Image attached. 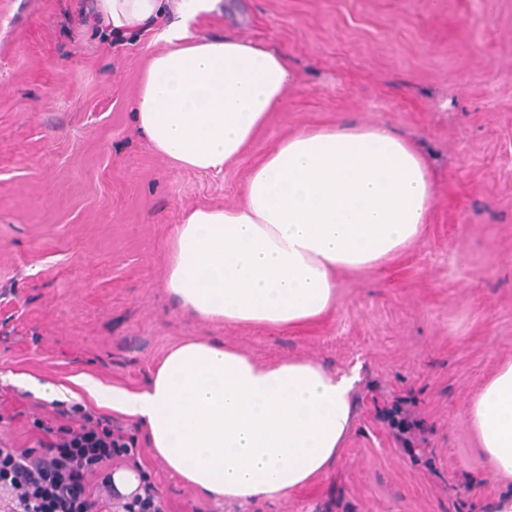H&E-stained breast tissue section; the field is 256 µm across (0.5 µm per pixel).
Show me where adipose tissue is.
Returning a JSON list of instances; mask_svg holds the SVG:
<instances>
[{
    "label": "adipose tissue",
    "mask_w": 512,
    "mask_h": 512,
    "mask_svg": "<svg viewBox=\"0 0 512 512\" xmlns=\"http://www.w3.org/2000/svg\"><path fill=\"white\" fill-rule=\"evenodd\" d=\"M221 0H95L101 24L130 34L164 15L162 50L141 75L135 122L176 167L218 174L241 158L293 75L286 57L193 24ZM423 157L384 125L344 120L295 132L255 164L233 207L184 214L166 241L165 286L180 308L219 325L280 328L336 305V274L390 260L427 222ZM98 405L146 429L150 448L198 492L277 500L339 458L353 417L354 379L302 358L259 361L219 340L169 350L146 388L76 375ZM494 474L512 476V360L470 411Z\"/></svg>",
    "instance_id": "obj_1"
}]
</instances>
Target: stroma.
<instances>
[{"label": "stroma", "instance_id": "obj_1", "mask_svg": "<svg viewBox=\"0 0 512 512\" xmlns=\"http://www.w3.org/2000/svg\"><path fill=\"white\" fill-rule=\"evenodd\" d=\"M224 0L196 35L283 52L294 75L246 154L217 175L155 154L132 105L157 28L104 37L92 0H0V445L33 448L29 417L58 403L28 379L78 373L146 387L170 348L215 338L258 360L357 372L336 463L276 501L186 485L135 435L169 512H495L472 428L475 394L512 359V0ZM351 119L424 156L421 236L337 276L322 317L279 329L214 326L165 287V243L192 208L234 206L282 137Z\"/></svg>", "mask_w": 512, "mask_h": 512}]
</instances>
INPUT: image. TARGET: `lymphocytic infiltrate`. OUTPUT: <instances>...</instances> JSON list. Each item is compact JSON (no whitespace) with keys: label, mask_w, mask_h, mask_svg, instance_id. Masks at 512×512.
Masks as SVG:
<instances>
[{"label":"lymphocytic infiltrate","mask_w":512,"mask_h":512,"mask_svg":"<svg viewBox=\"0 0 512 512\" xmlns=\"http://www.w3.org/2000/svg\"><path fill=\"white\" fill-rule=\"evenodd\" d=\"M31 427L47 437L40 447L0 448L6 512H112L111 419L75 403L57 419L33 416Z\"/></svg>","instance_id":"obj_1"}]
</instances>
